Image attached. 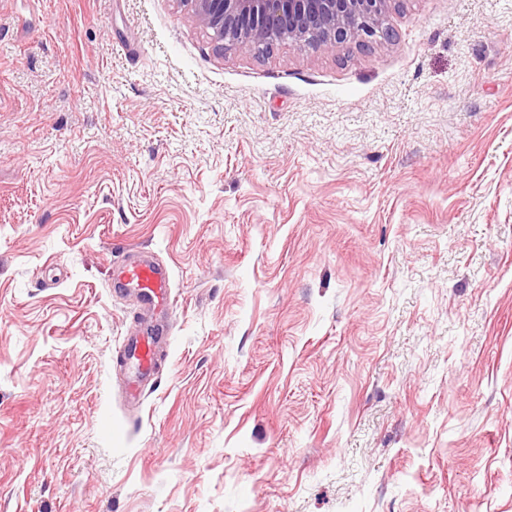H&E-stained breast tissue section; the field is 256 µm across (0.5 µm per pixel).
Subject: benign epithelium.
I'll return each mask as SVG.
<instances>
[{"label": "benign epithelium", "instance_id": "1", "mask_svg": "<svg viewBox=\"0 0 512 512\" xmlns=\"http://www.w3.org/2000/svg\"><path fill=\"white\" fill-rule=\"evenodd\" d=\"M219 54L227 49L272 52L291 43L316 51L362 45L394 34L382 17L391 0H179Z\"/></svg>", "mask_w": 512, "mask_h": 512}]
</instances>
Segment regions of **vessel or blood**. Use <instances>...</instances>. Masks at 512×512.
<instances>
[{
  "label": "vessel or blood",
  "instance_id": "1",
  "mask_svg": "<svg viewBox=\"0 0 512 512\" xmlns=\"http://www.w3.org/2000/svg\"><path fill=\"white\" fill-rule=\"evenodd\" d=\"M111 283L115 292L133 294L141 322L131 328L124 341L123 360L131 377L126 396L141 400L144 384L155 371V355L166 325L157 319L171 299V273L163 263L143 254H131L111 267Z\"/></svg>",
  "mask_w": 512,
  "mask_h": 512
}]
</instances>
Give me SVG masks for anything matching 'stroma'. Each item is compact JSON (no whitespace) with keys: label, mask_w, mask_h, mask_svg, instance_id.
Returning a JSON list of instances; mask_svg holds the SVG:
<instances>
[{"label":"stroma","mask_w":512,"mask_h":512,"mask_svg":"<svg viewBox=\"0 0 512 512\" xmlns=\"http://www.w3.org/2000/svg\"><path fill=\"white\" fill-rule=\"evenodd\" d=\"M383 24L218 54L179 0H0V512H512V0ZM111 283L115 292L132 293L141 322L128 331L124 341V366L131 377L126 396L139 402L144 383L155 371V355L167 326L157 320V311L170 305L171 273L168 266L151 256L130 254L111 267Z\"/></svg>","instance_id":"1"}]
</instances>
